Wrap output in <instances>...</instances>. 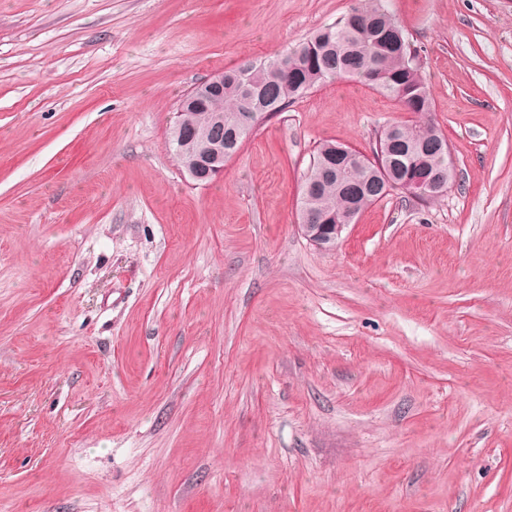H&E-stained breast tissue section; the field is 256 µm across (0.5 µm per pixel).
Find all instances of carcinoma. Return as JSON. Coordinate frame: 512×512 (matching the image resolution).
Returning <instances> with one entry per match:
<instances>
[{"label": "carcinoma", "instance_id": "cac0c4a2", "mask_svg": "<svg viewBox=\"0 0 512 512\" xmlns=\"http://www.w3.org/2000/svg\"><path fill=\"white\" fill-rule=\"evenodd\" d=\"M351 77L379 90L420 116L419 122H394L379 136L392 142L391 158L412 172H437L448 167L446 139L430 118L432 102L421 61L408 33L395 20L384 0H356L355 6L331 25L316 31L286 55L254 62L248 76L233 68L224 72V91L199 96L184 106L178 120L187 134H201L214 118H224V158L231 157L254 131L243 122L245 101L251 111H285L295 99L337 77ZM332 141L316 150L307 172L318 165L335 169L322 183L317 204L325 219H342L350 206L351 185L365 173L347 164L336 165Z\"/></svg>", "mask_w": 512, "mask_h": 512}]
</instances>
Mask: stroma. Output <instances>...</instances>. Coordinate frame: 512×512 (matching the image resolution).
Here are the masks:
<instances>
[{
  "instance_id": "obj_1",
  "label": "stroma",
  "mask_w": 512,
  "mask_h": 512,
  "mask_svg": "<svg viewBox=\"0 0 512 512\" xmlns=\"http://www.w3.org/2000/svg\"><path fill=\"white\" fill-rule=\"evenodd\" d=\"M356 0H0V512H512V0H387L455 182L299 232L352 79L208 183L181 99Z\"/></svg>"
}]
</instances>
